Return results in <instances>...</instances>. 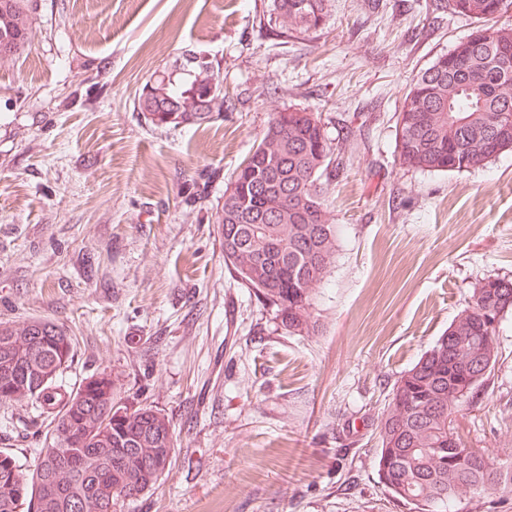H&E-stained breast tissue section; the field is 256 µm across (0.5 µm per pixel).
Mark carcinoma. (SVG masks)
Returning a JSON list of instances; mask_svg holds the SVG:
<instances>
[{
    "mask_svg": "<svg viewBox=\"0 0 512 512\" xmlns=\"http://www.w3.org/2000/svg\"><path fill=\"white\" fill-rule=\"evenodd\" d=\"M328 0H273L274 24L307 32L323 24ZM451 11L486 22L512 10V0H446ZM419 73L398 121L401 166L460 172L512 150V27L476 28ZM31 39L26 0H0V60L24 52ZM180 108L170 111V105ZM156 126L202 124L224 110L214 61L191 55L146 82L133 102ZM351 145L332 142L324 124L300 108L277 111L260 142L238 166L218 214L224 263L274 319L290 332H310L317 287L336 256L337 229L328 222L319 181L338 169L333 155ZM512 314V278L488 277L434 345L387 387L375 462L379 482L411 512H466L491 492L512 493V457L475 452L456 460L463 438L448 424L458 404L494 381L497 336ZM454 340H448V337ZM71 338L58 325L0 322V392L35 400L46 414L51 442L23 475L15 456L0 450V512H112L115 498H135L165 473L156 465L174 450L168 417L151 406L116 398L107 373L74 392L56 385L71 358ZM483 364L478 369L476 365Z\"/></svg>",
    "mask_w": 512,
    "mask_h": 512,
    "instance_id": "carcinoma-1",
    "label": "carcinoma"
}]
</instances>
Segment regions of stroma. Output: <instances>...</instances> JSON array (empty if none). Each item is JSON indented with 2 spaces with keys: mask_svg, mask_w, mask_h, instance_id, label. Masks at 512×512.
I'll use <instances>...</instances> for the list:
<instances>
[{
  "mask_svg": "<svg viewBox=\"0 0 512 512\" xmlns=\"http://www.w3.org/2000/svg\"><path fill=\"white\" fill-rule=\"evenodd\" d=\"M272 0H31L29 48L0 61V322L62 326L64 391L111 373L171 421L151 490L116 512H406L378 480L383 387L486 277H512V151L461 172L400 166L412 79L474 19L439 0H329L277 36ZM204 54L227 107L199 126L134 111L146 80ZM359 134L322 178L336 224L314 332L279 326L224 263L217 212L275 111ZM503 362L455 417L466 447L512 456V317ZM38 404L0 401V450L30 474Z\"/></svg>",
  "mask_w": 512,
  "mask_h": 512,
  "instance_id": "stroma-1",
  "label": "stroma"
}]
</instances>
